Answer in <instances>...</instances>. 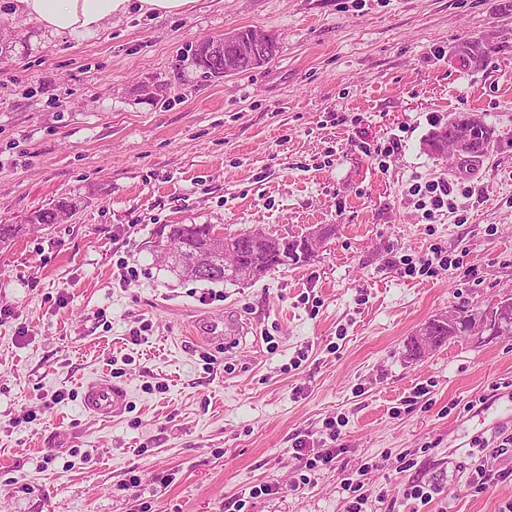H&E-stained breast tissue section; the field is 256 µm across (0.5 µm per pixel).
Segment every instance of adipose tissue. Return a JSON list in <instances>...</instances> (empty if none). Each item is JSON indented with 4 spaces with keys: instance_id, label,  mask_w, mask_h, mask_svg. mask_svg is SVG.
<instances>
[{
    "instance_id": "ef3b65f1",
    "label": "adipose tissue",
    "mask_w": 512,
    "mask_h": 512,
    "mask_svg": "<svg viewBox=\"0 0 512 512\" xmlns=\"http://www.w3.org/2000/svg\"><path fill=\"white\" fill-rule=\"evenodd\" d=\"M194 0H16V10L51 32L74 37L100 31L131 11L163 18L187 12Z\"/></svg>"
}]
</instances>
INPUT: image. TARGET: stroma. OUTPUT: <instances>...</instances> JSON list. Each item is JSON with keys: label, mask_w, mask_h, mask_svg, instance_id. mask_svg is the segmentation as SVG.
Here are the masks:
<instances>
[{"label": "stroma", "mask_w": 512, "mask_h": 512, "mask_svg": "<svg viewBox=\"0 0 512 512\" xmlns=\"http://www.w3.org/2000/svg\"><path fill=\"white\" fill-rule=\"evenodd\" d=\"M0 27V224L90 199L0 254V512H347L363 466L368 512H503L512 484L466 483L474 440L512 431V334L408 344L512 291V0H195L83 38L0 0ZM244 28L276 56L192 65ZM462 112L494 132L466 165L426 146ZM164 224L336 233L235 285L170 272ZM222 315L237 336L191 339ZM100 380L125 392L109 418L83 403ZM304 436L341 453L300 486Z\"/></svg>", "instance_id": "stroma-1"}]
</instances>
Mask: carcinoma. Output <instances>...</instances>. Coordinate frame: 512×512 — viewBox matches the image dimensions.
<instances>
[{"label":"carcinoma","mask_w":512,"mask_h":512,"mask_svg":"<svg viewBox=\"0 0 512 512\" xmlns=\"http://www.w3.org/2000/svg\"><path fill=\"white\" fill-rule=\"evenodd\" d=\"M191 62L211 77L224 76V55L212 53L204 41L191 50ZM474 135L477 141L476 154L481 155L488 150L493 131L482 122ZM85 204V197H62L50 207L31 212L21 224H0V251L8 250L18 238L35 228L64 223L72 212ZM214 235L215 226L211 224H168L166 230L160 231L154 247L167 255V262L174 271L184 274L186 264L193 262L198 265L200 272L194 271L192 275L200 280L236 283L238 279L224 271V249L212 246ZM300 240L299 235L280 237L268 234L258 237L250 231L224 237V241L236 247L243 261L259 266L261 277L279 266H302L309 263L310 257L302 251ZM456 313V321L451 325L431 320L435 346L439 347L465 334L470 324L480 318L505 319L512 326V306L509 304L497 314L492 308L482 310L465 305L456 308Z\"/></svg>","instance_id":"cac0c4a2"}]
</instances>
